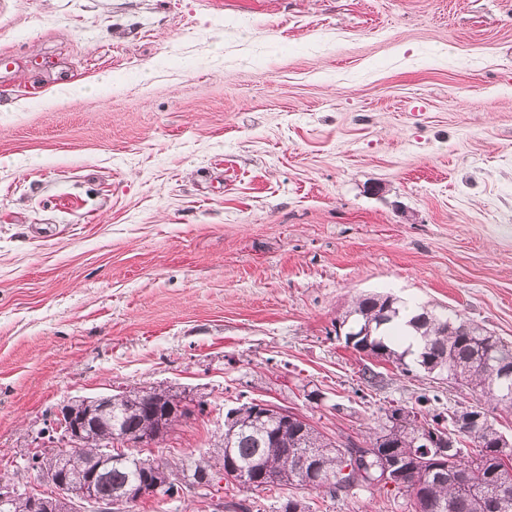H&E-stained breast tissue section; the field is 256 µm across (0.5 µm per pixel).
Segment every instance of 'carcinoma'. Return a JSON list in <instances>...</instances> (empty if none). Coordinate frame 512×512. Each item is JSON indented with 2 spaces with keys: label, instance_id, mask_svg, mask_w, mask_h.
Here are the masks:
<instances>
[{
  "label": "carcinoma",
  "instance_id": "cac0c4a2",
  "mask_svg": "<svg viewBox=\"0 0 512 512\" xmlns=\"http://www.w3.org/2000/svg\"><path fill=\"white\" fill-rule=\"evenodd\" d=\"M345 344L359 353L394 365L403 373L418 368L444 377L454 372L461 386L476 396L470 415L478 421L464 427L457 412L439 410L436 391L421 394L411 407L385 413L384 426L368 435L365 445L329 437L312 424L301 428L275 410L255 411L241 404L237 417H224V435L198 457L180 463L162 462L164 469L183 476L161 490L164 499L182 498L196 484L210 488L220 481L237 482L253 492L284 485L300 486L334 499L376 488L408 497L411 512H512V448L500 447L502 436L493 411L512 413V378L499 380L501 366H512V344L454 313L425 305L400 324L397 300L388 294H363L337 320L345 326ZM455 333H448V321ZM418 341L417 352L403 348L407 336ZM414 354L413 363L406 362ZM152 402L126 401L112 411V426L89 436L79 448L66 450V477L79 482L100 463L102 448L119 441L148 437L155 442L159 421L180 422V395L151 389ZM135 474L120 464L101 468L97 493L104 501L121 497ZM319 506L290 495L278 501L276 512H317Z\"/></svg>",
  "mask_w": 512,
  "mask_h": 512
}]
</instances>
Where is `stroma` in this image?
<instances>
[{
    "label": "stroma",
    "mask_w": 512,
    "mask_h": 512,
    "mask_svg": "<svg viewBox=\"0 0 512 512\" xmlns=\"http://www.w3.org/2000/svg\"><path fill=\"white\" fill-rule=\"evenodd\" d=\"M1 50L8 487L76 396L206 401L173 463L252 399L357 442L421 392L470 404L346 346L362 294L512 342V0H0Z\"/></svg>",
    "instance_id": "obj_1"
}]
</instances>
